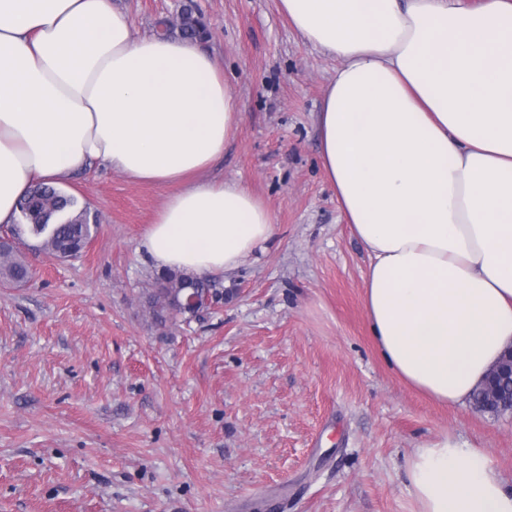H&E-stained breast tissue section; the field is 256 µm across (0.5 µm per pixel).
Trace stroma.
I'll use <instances>...</instances> for the list:
<instances>
[{"label":"stroma","mask_w":512,"mask_h":512,"mask_svg":"<svg viewBox=\"0 0 512 512\" xmlns=\"http://www.w3.org/2000/svg\"><path fill=\"white\" fill-rule=\"evenodd\" d=\"M136 34L177 0H113ZM243 120L212 175L247 183L276 235L201 320L154 325L141 240L172 189L93 167L64 183L98 229L0 282V512H418L413 448L481 449L512 485V413L440 405L379 358L369 258L319 165L336 59L277 0H196Z\"/></svg>","instance_id":"1"}]
</instances>
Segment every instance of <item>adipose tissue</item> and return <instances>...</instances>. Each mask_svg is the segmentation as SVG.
<instances>
[{
	"label": "adipose tissue",
	"mask_w": 512,
	"mask_h": 512,
	"mask_svg": "<svg viewBox=\"0 0 512 512\" xmlns=\"http://www.w3.org/2000/svg\"><path fill=\"white\" fill-rule=\"evenodd\" d=\"M339 65L317 114L320 163L369 257L380 358L469 402L512 347V0H279ZM243 118L199 43L136 36L112 0H0V225L38 183L100 165L176 185L142 238L157 270L211 279L275 236L241 182L211 178ZM406 477L419 512H512L478 448L427 441Z\"/></svg>",
	"instance_id": "1"
}]
</instances>
